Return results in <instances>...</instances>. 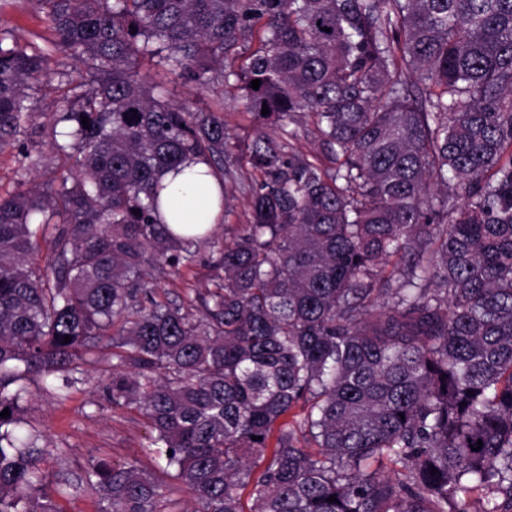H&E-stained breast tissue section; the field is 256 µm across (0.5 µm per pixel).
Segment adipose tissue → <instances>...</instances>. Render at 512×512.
<instances>
[{
  "instance_id": "ef3b65f1",
  "label": "adipose tissue",
  "mask_w": 512,
  "mask_h": 512,
  "mask_svg": "<svg viewBox=\"0 0 512 512\" xmlns=\"http://www.w3.org/2000/svg\"><path fill=\"white\" fill-rule=\"evenodd\" d=\"M162 193L164 204L162 214L175 232H182L184 226L202 224L213 226L222 218L218 206L219 185L209 175L206 164H188L183 173L166 175Z\"/></svg>"
}]
</instances>
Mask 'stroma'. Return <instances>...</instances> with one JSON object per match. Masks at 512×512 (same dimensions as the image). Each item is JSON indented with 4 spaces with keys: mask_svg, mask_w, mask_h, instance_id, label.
I'll return each mask as SVG.
<instances>
[{
    "mask_svg": "<svg viewBox=\"0 0 512 512\" xmlns=\"http://www.w3.org/2000/svg\"><path fill=\"white\" fill-rule=\"evenodd\" d=\"M0 32L24 41L34 33L50 35L51 30L46 14L38 9L35 0H0ZM49 69L48 80L29 92L28 104L38 124L43 123L44 113L56 107L59 72L73 77L78 74L74 60L61 53L51 57ZM31 149L44 157L43 167L35 172L23 170L17 150L0 153V192L13 191L21 181L43 182L51 177L57 161L49 134L35 137ZM249 221L247 198L236 196L229 212L214 227L213 245L197 246L192 262L182 267L179 275H157L156 283L165 290L168 299H184L211 287L217 243L223 242L225 236L241 233ZM110 369L111 361L105 356L84 365L81 382L62 395L40 377H33L21 416L27 428L40 435L38 445L46 452L44 468L48 483L78 482L90 461L98 457L117 465L135 461L151 472L181 507H189L190 496L184 486L174 482L146 451L151 430L145 417L136 409L112 404L106 398L103 385Z\"/></svg>",
    "mask_w": 512,
    "mask_h": 512,
    "instance_id": "stroma-1",
    "label": "stroma"
}]
</instances>
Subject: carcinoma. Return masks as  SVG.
<instances>
[{"mask_svg":"<svg viewBox=\"0 0 512 512\" xmlns=\"http://www.w3.org/2000/svg\"><path fill=\"white\" fill-rule=\"evenodd\" d=\"M36 2L47 44L0 36V151L50 54L83 75L44 113L59 184L0 193V512L77 492L48 493L20 402L104 351L192 507L97 458L99 512H512V0ZM190 83L237 89L253 139L222 93L174 102ZM188 161L251 224L162 302L144 268L210 236L159 216ZM237 91L224 88V122L230 133L240 142H250L255 135V127L240 112L236 100Z\"/></svg>","mask_w":512,"mask_h":512,"instance_id":"cac0c4a2","label":"carcinoma"}]
</instances>
